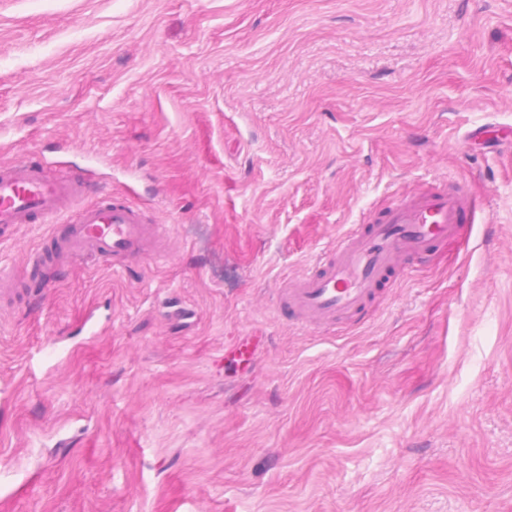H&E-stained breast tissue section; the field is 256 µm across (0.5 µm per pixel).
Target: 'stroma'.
Listing matches in <instances>:
<instances>
[{"mask_svg":"<svg viewBox=\"0 0 512 512\" xmlns=\"http://www.w3.org/2000/svg\"><path fill=\"white\" fill-rule=\"evenodd\" d=\"M490 123L512 0H0V164L137 195L178 242L0 307V512H512V150L463 137ZM431 184L476 198L469 244L356 327L278 318L282 278Z\"/></svg>","mask_w":512,"mask_h":512,"instance_id":"stroma-1","label":"stroma"}]
</instances>
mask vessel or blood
I'll return each instance as SVG.
<instances>
[{"mask_svg": "<svg viewBox=\"0 0 512 512\" xmlns=\"http://www.w3.org/2000/svg\"><path fill=\"white\" fill-rule=\"evenodd\" d=\"M87 182L61 169L23 160L0 165V237L23 224L49 231L29 257L32 283L48 267L92 254L116 270L166 256L167 234L142 207L114 197L87 201ZM475 200L447 185L394 202L337 237L301 274L280 283L278 317L298 327L333 330L359 324L388 282L407 277L416 261L450 240L469 238Z\"/></svg>", "mask_w": 512, "mask_h": 512, "instance_id": "vessel-or-blood-1", "label": "vessel or blood"}]
</instances>
